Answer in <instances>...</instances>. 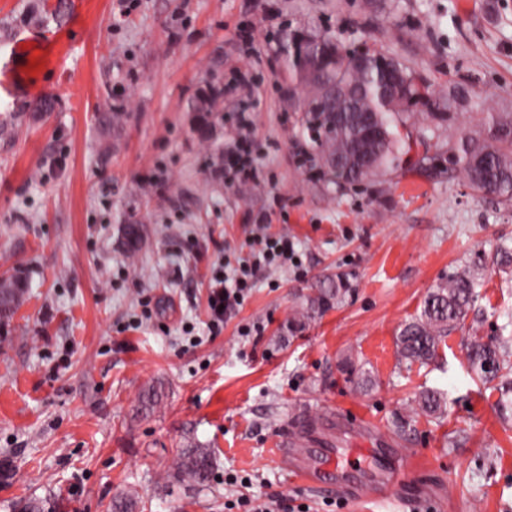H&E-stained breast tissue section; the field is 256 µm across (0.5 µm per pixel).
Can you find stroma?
Wrapping results in <instances>:
<instances>
[{
    "instance_id": "1",
    "label": "stroma",
    "mask_w": 512,
    "mask_h": 512,
    "mask_svg": "<svg viewBox=\"0 0 512 512\" xmlns=\"http://www.w3.org/2000/svg\"><path fill=\"white\" fill-rule=\"evenodd\" d=\"M249 19L258 44L243 53L233 33ZM327 34L395 58L436 96L463 86L512 113V0H134L123 17L113 0H0V279L25 290L0 323V459L14 465L0 512L31 494L61 512H109L121 497L136 512H225L264 493L286 494L293 512H512V413L465 349L512 339V275L482 272L435 363L397 348L432 288L512 247V207L460 171L412 166L482 124L481 109L459 107L427 145L399 124L409 168L336 181L289 64L293 36ZM236 69L253 85L262 179L228 187L216 169L232 106L201 98ZM45 99L53 111H39ZM261 217L302 265L259 271L209 335L213 266L248 256ZM338 276L350 293L302 318ZM425 389L444 394L442 418L418 408ZM332 412L333 447L368 449L371 468L390 461L376 440L412 454L403 501L315 492L277 463L289 429L320 430ZM195 447L214 463L204 484L177 470Z\"/></svg>"
}]
</instances>
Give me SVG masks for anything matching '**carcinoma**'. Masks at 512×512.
Listing matches in <instances>:
<instances>
[{"label":"carcinoma","instance_id":"obj_1","mask_svg":"<svg viewBox=\"0 0 512 512\" xmlns=\"http://www.w3.org/2000/svg\"><path fill=\"white\" fill-rule=\"evenodd\" d=\"M408 95L415 100L413 107L425 109L423 121L428 123L422 133L436 136V132L450 119L448 112H432L430 105L434 93L421 90L415 77L406 67H400ZM343 78L364 87V93L357 99L358 108L368 110L375 99L370 93L375 88L378 75L376 70L359 72L347 71ZM305 123L322 130L313 139L325 168L336 180L355 183L364 178L363 173L354 169L353 157L356 151L373 158L374 171L396 170L401 165L403 146L398 133L394 131L397 119L410 116V109L395 110L381 104L374 113L377 123L385 126L388 138L384 140L356 141L361 131L355 129L352 120L340 129L336 128L335 114L347 111L346 102L336 97L311 96L303 103ZM492 120L491 132L486 137L466 131L460 138L456 150L448 156V163L460 169L466 176L471 189L480 196H493L505 206L512 205V116L489 113ZM492 267L502 273H512V250L500 247L492 257ZM21 288L12 283L0 284V319H9L18 304ZM349 291L341 278L336 286L321 288L310 299L308 310L324 311ZM477 299L474 269L466 265L438 284L425 298L420 314L405 324L398 338V346L404 358L411 362L427 364L436 358L438 350L448 332L458 327L467 316ZM469 368L477 378L489 382L499 376L502 370L512 373V355L506 343L473 339L467 344ZM419 408L429 414L441 416L445 412L443 396L434 390H424L418 395ZM213 467L209 453L199 448L181 451L178 469L186 478L195 483L208 480ZM16 512H55V503L38 496H31L15 505Z\"/></svg>","mask_w":512,"mask_h":512}]
</instances>
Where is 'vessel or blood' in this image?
Returning a JSON list of instances; mask_svg holds the SVG:
<instances>
[{"label": "vessel or blood", "instance_id": "1", "mask_svg": "<svg viewBox=\"0 0 512 512\" xmlns=\"http://www.w3.org/2000/svg\"><path fill=\"white\" fill-rule=\"evenodd\" d=\"M278 461L288 464L292 473L310 487L340 496L363 499L379 488L382 494L400 493L410 479L412 459L402 456V465L395 470L378 472L366 477L362 456L314 452L307 448L281 446L276 451Z\"/></svg>", "mask_w": 512, "mask_h": 512}]
</instances>
